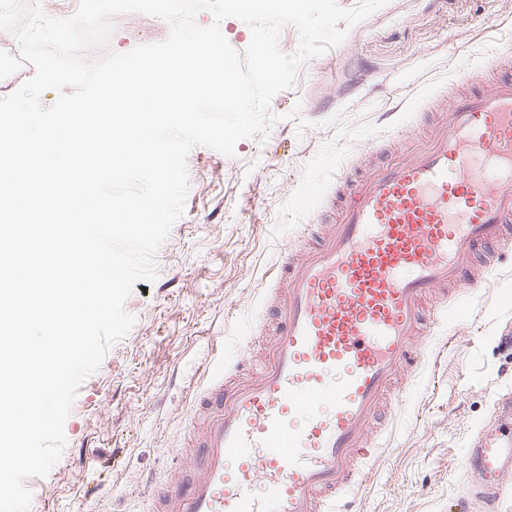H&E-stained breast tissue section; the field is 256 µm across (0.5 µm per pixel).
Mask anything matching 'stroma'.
Segmentation results:
<instances>
[{
  "instance_id": "35a3bbf8",
  "label": "stroma",
  "mask_w": 512,
  "mask_h": 512,
  "mask_svg": "<svg viewBox=\"0 0 512 512\" xmlns=\"http://www.w3.org/2000/svg\"><path fill=\"white\" fill-rule=\"evenodd\" d=\"M113 23L94 57L170 33L167 21L140 13ZM510 28L512 0H386L300 67L273 98L268 131L239 140L230 156L190 152L184 213L157 251V275L135 283L125 302L132 328L81 384L60 460L46 477L27 479L30 512H146L135 488L148 476L164 481L212 345L223 344L225 363L245 374L265 351L244 325L266 323L260 300L273 269L305 243L313 218L298 196L337 170L361 178L407 135L432 129L435 102L387 120L411 87L444 83L456 97L489 87L487 77L455 82L448 61L477 60ZM499 250L488 287L466 300L461 318L428 312L408 379L370 424L377 451L358 512H455L473 483L472 437L489 424L497 393L512 388V353L497 344L512 327V243Z\"/></svg>"
}]
</instances>
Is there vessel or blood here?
Here are the masks:
<instances>
[{"mask_svg": "<svg viewBox=\"0 0 512 512\" xmlns=\"http://www.w3.org/2000/svg\"><path fill=\"white\" fill-rule=\"evenodd\" d=\"M512 62V40L477 70ZM348 191L337 221L310 224L311 247L282 256L276 333L259 369L228 381L216 360L195 394L192 433L151 512H355L367 431L423 331L424 301L477 292L470 262L512 237V77L445 105L444 119ZM471 442L466 466L482 512L512 474V390Z\"/></svg>", "mask_w": 512, "mask_h": 512, "instance_id": "1", "label": "vessel or blood"}]
</instances>
